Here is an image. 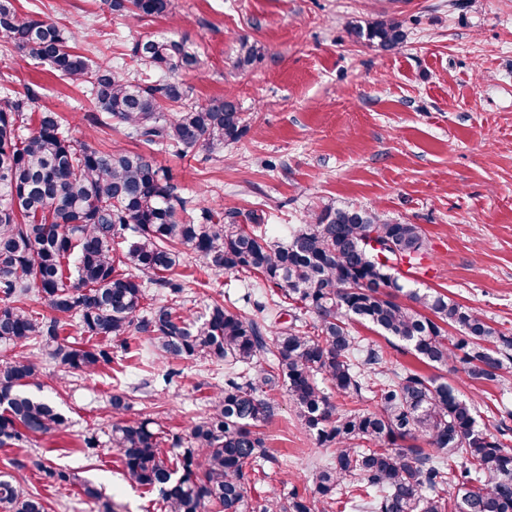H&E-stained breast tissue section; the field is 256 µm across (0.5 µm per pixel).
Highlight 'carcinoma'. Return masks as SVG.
Wrapping results in <instances>:
<instances>
[{
	"label": "carcinoma",
	"instance_id": "cac0c4a2",
	"mask_svg": "<svg viewBox=\"0 0 512 512\" xmlns=\"http://www.w3.org/2000/svg\"><path fill=\"white\" fill-rule=\"evenodd\" d=\"M173 10L174 0H101L102 14L139 20ZM351 34L384 50L407 41L394 19L356 24ZM0 46L87 86L94 126L116 125L138 147L78 148L59 113L46 106L38 107L34 130L22 137L19 124L38 93L26 85L0 102V346L17 350L0 363V447L25 432L48 435L66 427L51 399L26 391L35 384L37 359L66 373L93 374L112 363L105 347H77L62 337L65 317L78 320L90 337L122 339L130 358L147 344L168 360L224 363V386L174 442L179 453L169 459L150 422L123 418L128 396L110 397L118 418L110 441L122 455L124 480L158 491L167 512H314L316 504L296 490L286 499L248 500L266 457L255 428L273 411L261 392L279 382L317 443L335 448L311 476L324 507L512 512V405H494L492 433L479 426L475 399L416 368L391 367L381 348L353 330L356 322L368 324L410 345L428 367L458 361L471 382H497L512 362V331L492 327L444 293L409 288L401 279L400 265L413 266L424 251L419 225L324 205L282 243L237 223L232 212L204 208L200 220L187 219V200L157 166L154 151L166 145L183 156L213 153L240 142L248 124L229 96L220 105L192 100L179 74L200 69L201 60L185 40L136 43L131 52L144 75L131 77L92 60L51 17L22 14L14 0H0ZM260 55L257 45L241 43L236 68L245 70ZM117 239L127 243L122 272L112 249ZM183 248L217 273L261 280L270 298H246L253 303L250 317L217 301L197 318L184 315ZM147 282L168 290L166 305L149 307ZM33 295L50 314L31 308ZM284 309L291 321L266 340L265 324ZM335 396L362 406L345 407L333 402ZM31 464L54 482L78 483L100 512H115L92 481L41 459ZM0 509L45 512L43 499L9 473L0 474Z\"/></svg>",
	"mask_w": 512,
	"mask_h": 512
}]
</instances>
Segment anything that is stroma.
Wrapping results in <instances>:
<instances>
[{
  "label": "stroma",
  "mask_w": 512,
  "mask_h": 512,
  "mask_svg": "<svg viewBox=\"0 0 512 512\" xmlns=\"http://www.w3.org/2000/svg\"><path fill=\"white\" fill-rule=\"evenodd\" d=\"M62 4L60 23L76 38L93 33L91 58L136 72L133 44L145 36L187 39L202 69L184 75L199 103L233 97L250 116L247 135L219 153L181 157L159 150L154 160L194 209L221 207L242 224L257 221L284 238L305 224L314 206L360 207L387 219L420 225L423 258L407 278L473 308L493 325L512 329V0H175L173 16L141 22L102 17L100 0H15L25 12L49 13ZM389 15L408 33L405 47L385 51L355 39L354 24ZM261 46L247 70L235 66L241 42ZM15 50L0 47V98L28 84L67 120L75 145L98 149L130 142L117 129H97L83 87L48 64L18 69ZM192 285L185 308L200 316L212 298L244 293L240 282L185 260ZM156 352L123 372L104 366L93 375H62L38 363L40 393L66 416V428L0 448V471L16 462L47 459L96 483L115 512H164L157 493L121 476L109 433V398L131 399V420H150L173 438L185 435L201 404L224 383V368L187 360L172 384ZM459 384L464 396L490 393L512 400V367L500 384L460 383V363L427 368ZM273 416L258 432L269 454L250 500L298 490L327 460L301 424L285 389L266 394ZM26 483L46 512H98L79 485L52 483L28 467Z\"/></svg>",
  "instance_id": "1"
}]
</instances>
